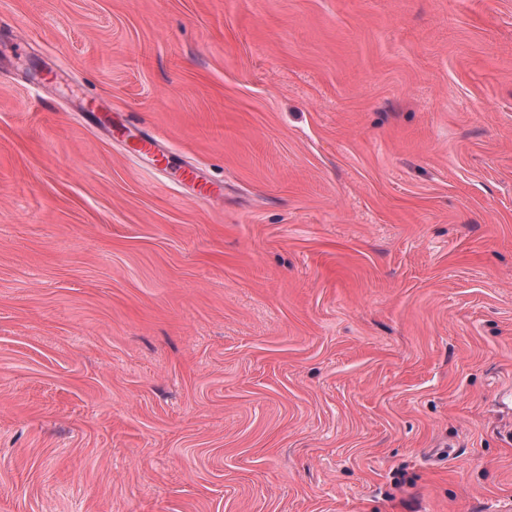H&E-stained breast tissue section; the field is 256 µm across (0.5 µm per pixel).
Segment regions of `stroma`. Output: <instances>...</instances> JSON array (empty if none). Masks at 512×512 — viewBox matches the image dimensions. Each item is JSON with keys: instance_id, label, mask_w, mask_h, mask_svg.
I'll use <instances>...</instances> for the list:
<instances>
[{"instance_id": "1", "label": "stroma", "mask_w": 512, "mask_h": 512, "mask_svg": "<svg viewBox=\"0 0 512 512\" xmlns=\"http://www.w3.org/2000/svg\"><path fill=\"white\" fill-rule=\"evenodd\" d=\"M510 388L512 0H0V512H512Z\"/></svg>"}]
</instances>
